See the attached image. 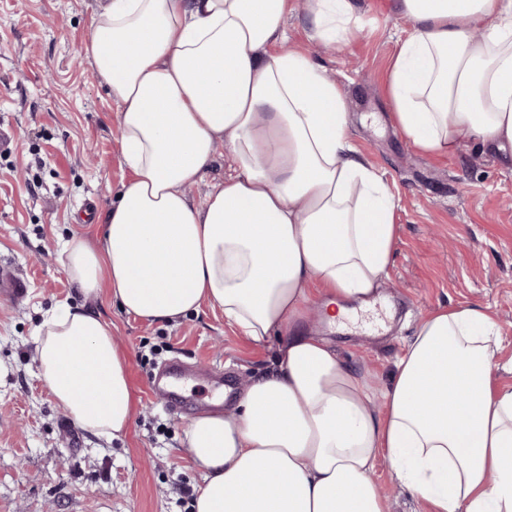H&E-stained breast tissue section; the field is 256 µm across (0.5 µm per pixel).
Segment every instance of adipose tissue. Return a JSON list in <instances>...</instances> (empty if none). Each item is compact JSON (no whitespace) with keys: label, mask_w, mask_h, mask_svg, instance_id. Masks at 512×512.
<instances>
[{"label":"adipose tissue","mask_w":512,"mask_h":512,"mask_svg":"<svg viewBox=\"0 0 512 512\" xmlns=\"http://www.w3.org/2000/svg\"><path fill=\"white\" fill-rule=\"evenodd\" d=\"M411 23L392 64L397 129L422 152L466 142L512 164V0H393ZM291 0H102L82 53L108 85L132 173L104 214L100 246L68 241L63 265L87 295L141 320L208 306L277 364L233 415L185 430L204 472L194 512H386L371 473L385 456L433 512H512V387L499 386L489 309L420 322L374 411L354 366L300 329L349 316L392 262L397 203L350 142L346 101L315 59L281 52ZM312 40L356 27L354 0H308ZM223 143L227 171L200 201ZM58 405L97 436L125 434L132 394L101 317L68 304L36 339Z\"/></svg>","instance_id":"1"}]
</instances>
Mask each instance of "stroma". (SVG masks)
<instances>
[{
	"label": "stroma",
	"instance_id": "stroma-1",
	"mask_svg": "<svg viewBox=\"0 0 512 512\" xmlns=\"http://www.w3.org/2000/svg\"><path fill=\"white\" fill-rule=\"evenodd\" d=\"M393 0H357L359 28L347 45L316 46L306 12H289L290 47L307 51L346 98L348 134L397 199V241L380 295L393 317L377 332L342 333L319 317L304 327L329 339L381 398L418 323L440 306L480 305L497 317L501 383L512 385V166L477 144L450 156L414 147L394 126L387 76L410 23ZM98 0H0V263L30 281L19 303L0 298V512H192L181 492L198 493L201 468L182 448L191 419L232 411L253 377L276 366V342L254 344L203 308L176 323H149L107 294L87 296L59 260L75 235L90 241L132 177L121 152L117 107L80 55ZM98 313L126 358L135 408L118 439L79 430L71 445L66 416L39 377L36 337L60 304ZM185 381L169 410L151 398L152 378L169 363ZM373 478L388 512H431L378 458Z\"/></svg>",
	"mask_w": 512,
	"mask_h": 512
}]
</instances>
